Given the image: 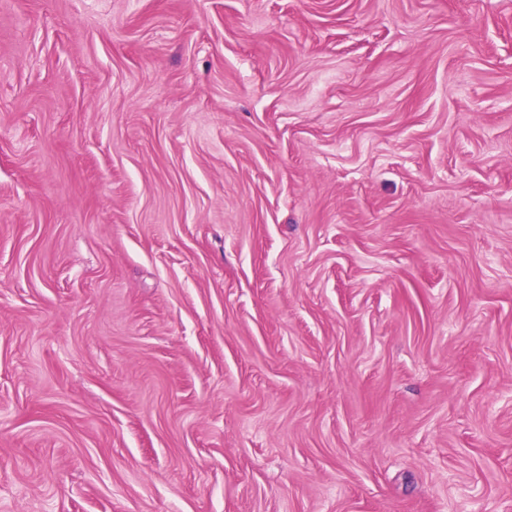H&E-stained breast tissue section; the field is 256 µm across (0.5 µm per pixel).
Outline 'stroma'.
<instances>
[{"label": "stroma", "mask_w": 512, "mask_h": 512, "mask_svg": "<svg viewBox=\"0 0 512 512\" xmlns=\"http://www.w3.org/2000/svg\"><path fill=\"white\" fill-rule=\"evenodd\" d=\"M0 512H512V0H0Z\"/></svg>", "instance_id": "1"}]
</instances>
